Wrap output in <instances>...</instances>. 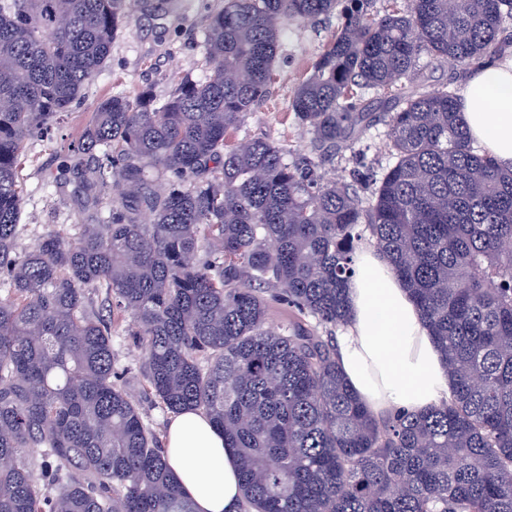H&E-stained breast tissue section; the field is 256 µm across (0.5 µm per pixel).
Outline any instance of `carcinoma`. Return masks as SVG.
Wrapping results in <instances>:
<instances>
[{"label": "carcinoma", "mask_w": 512, "mask_h": 512, "mask_svg": "<svg viewBox=\"0 0 512 512\" xmlns=\"http://www.w3.org/2000/svg\"><path fill=\"white\" fill-rule=\"evenodd\" d=\"M373 3L223 0L205 78L97 102L77 151L86 197L114 192L106 210L22 249L23 153L84 97L132 3L0 0V512H196L143 402L222 431L240 512H512V169L418 68L506 51L512 0ZM331 14L288 108L324 156L383 113L394 163L367 204L298 149L228 145L267 96L281 24ZM368 236L455 383L418 414L373 416L336 360ZM124 323L130 377L112 347Z\"/></svg>", "instance_id": "1"}]
</instances>
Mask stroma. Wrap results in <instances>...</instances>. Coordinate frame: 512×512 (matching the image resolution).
<instances>
[{"label":"stroma","mask_w":512,"mask_h":512,"mask_svg":"<svg viewBox=\"0 0 512 512\" xmlns=\"http://www.w3.org/2000/svg\"><path fill=\"white\" fill-rule=\"evenodd\" d=\"M219 0H148L112 42V53L83 99L53 126L51 139L31 140L22 167L24 226L21 246H31L48 232L69 234L79 217H90L95 207L83 194L75 173L65 181L53 176L60 160L78 165L72 149L77 145L93 108L111 94L132 95L151 89L158 99L168 97L184 77H203L206 68L199 49L208 16ZM338 26L336 16L315 21H288L280 30L281 50L266 102L250 112L240 131L244 137H264L291 148L314 153L313 137L288 108L294 89L306 78L312 59L331 39ZM384 122H374L353 149L337 153L321 163L326 179L354 185L368 197L372 181L381 176L391 156Z\"/></svg>","instance_id":"stroma-1"}]
</instances>
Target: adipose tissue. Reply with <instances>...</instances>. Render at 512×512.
I'll return each instance as SVG.
<instances>
[{
	"label": "adipose tissue",
	"mask_w": 512,
	"mask_h": 512,
	"mask_svg": "<svg viewBox=\"0 0 512 512\" xmlns=\"http://www.w3.org/2000/svg\"><path fill=\"white\" fill-rule=\"evenodd\" d=\"M470 137L501 167L512 169V56L475 69L459 94ZM350 320L337 338V360L353 391L376 416L417 414L448 399L453 381L420 313L390 264L361 250L348 288ZM165 457L197 512H238L235 451L210 419L170 418Z\"/></svg>",
	"instance_id": "ef3b65f1"
}]
</instances>
